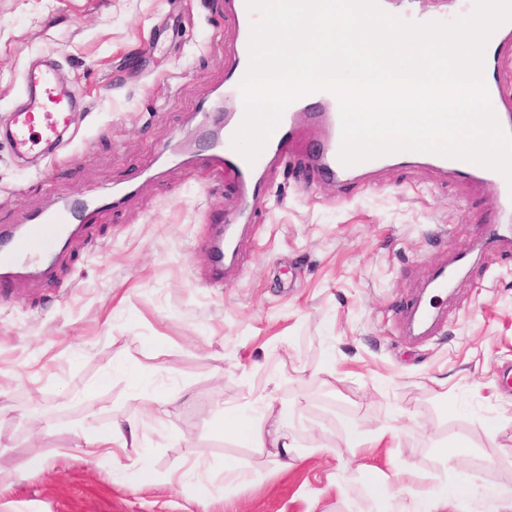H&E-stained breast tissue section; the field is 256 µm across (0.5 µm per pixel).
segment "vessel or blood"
Returning <instances> with one entry per match:
<instances>
[{
  "label": "vessel or blood",
  "instance_id": "vessel-or-blood-1",
  "mask_svg": "<svg viewBox=\"0 0 512 512\" xmlns=\"http://www.w3.org/2000/svg\"><path fill=\"white\" fill-rule=\"evenodd\" d=\"M382 9L406 22L444 20L448 9H460L459 0H431L434 9L426 11L424 0H379ZM230 11L237 21L240 38L234 48L233 65L226 77L224 90L216 100L203 106L197 129V145L207 154L210 165L223 176L232 178L238 187V199L224 213L210 238V275L222 277L225 266L234 258V240L244 225L253 223L265 193V178L271 167L287 161L298 143L303 127L317 128L319 139L307 153L308 164L334 183L344 182L352 167L339 159L342 146L340 100L330 90L307 93L292 102L255 161L248 163L231 145L233 134L244 118L240 84L249 66L251 25L259 16L248 9L246 0H229ZM83 95L59 77L56 59L47 57L25 69L16 106L6 134L22 161L36 165L55 157L76 122L78 113L86 111ZM464 174L496 186L501 205L497 223H512V185L497 171L469 164ZM94 199L74 200L46 209L16 226L0 240V282L19 275L36 278L48 268L60 242L75 235L99 209Z\"/></svg>",
  "mask_w": 512,
  "mask_h": 512
}]
</instances>
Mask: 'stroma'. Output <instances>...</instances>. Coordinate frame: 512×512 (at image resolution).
<instances>
[{
    "label": "stroma",
    "instance_id": "1",
    "mask_svg": "<svg viewBox=\"0 0 512 512\" xmlns=\"http://www.w3.org/2000/svg\"><path fill=\"white\" fill-rule=\"evenodd\" d=\"M238 36L225 0H0V126L28 61L56 54L85 97L70 142L20 165L0 139V226L71 198L126 190L58 249L49 273L0 295V512H205L193 485L140 488L79 446L112 420H142L159 475L186 458L224 487L206 512H381L360 471L435 472L512 486V246L481 244L498 198L416 163L336 184L298 161L267 175L239 269L209 279L210 225L236 188L205 162L170 159L222 90ZM465 263L444 321L409 338L408 303L441 266ZM448 382L447 397L436 380ZM179 393L162 421L152 398ZM271 396L290 410L299 460L221 435L225 409ZM384 432L348 447V426ZM42 470L21 472L32 452ZM254 473L251 485L228 470Z\"/></svg>",
    "mask_w": 512,
    "mask_h": 512
}]
</instances>
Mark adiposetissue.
I'll use <instances>...</instances> for the list:
<instances>
[{"mask_svg": "<svg viewBox=\"0 0 512 512\" xmlns=\"http://www.w3.org/2000/svg\"><path fill=\"white\" fill-rule=\"evenodd\" d=\"M291 416L285 409L277 408L265 398L259 397L244 406L226 412L219 429L236 437L253 448H273L277 454L274 465L277 471L291 468L295 458L288 438ZM142 423L138 420H116L108 427L88 436L82 452L90 459L101 461L118 457L127 449L137 447ZM409 494L406 512H444L449 498H456L458 505H465L476 491L469 480H460L456 489H449L448 475H425L410 469L398 472Z\"/></svg>", "mask_w": 512, "mask_h": 512, "instance_id": "adipose-tissue-1", "label": "adipose tissue"}]
</instances>
